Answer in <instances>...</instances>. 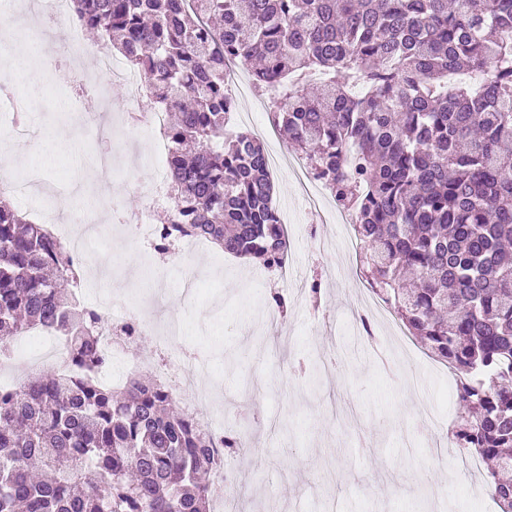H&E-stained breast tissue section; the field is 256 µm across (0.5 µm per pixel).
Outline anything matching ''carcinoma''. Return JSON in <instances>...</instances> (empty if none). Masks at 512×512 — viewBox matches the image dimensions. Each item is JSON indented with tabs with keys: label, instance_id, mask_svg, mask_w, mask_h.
I'll return each instance as SVG.
<instances>
[{
	"label": "carcinoma",
	"instance_id": "cac0c4a2",
	"mask_svg": "<svg viewBox=\"0 0 512 512\" xmlns=\"http://www.w3.org/2000/svg\"><path fill=\"white\" fill-rule=\"evenodd\" d=\"M178 113L168 220L237 257H288L262 144L226 132L238 59L355 217L368 282L456 371L454 448L494 462L512 512V0H73ZM475 88H443L451 71ZM66 248L0 193V351L27 328L69 370L0 395V512H208L213 436L157 379L116 399L97 375L104 316L62 294Z\"/></svg>",
	"mask_w": 512,
	"mask_h": 512
}]
</instances>
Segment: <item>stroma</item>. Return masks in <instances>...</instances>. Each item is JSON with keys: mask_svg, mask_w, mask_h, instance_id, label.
<instances>
[{"mask_svg": "<svg viewBox=\"0 0 512 512\" xmlns=\"http://www.w3.org/2000/svg\"><path fill=\"white\" fill-rule=\"evenodd\" d=\"M75 87L72 80L44 77L36 66L16 82L15 98L35 100L41 132L34 145L0 142V160L17 171L38 164L55 194L18 199L14 206L33 221L42 207L78 209L93 230L90 261L77 268L81 281L104 276L113 292L137 293L156 326L181 320L180 344L208 363V374L194 388L213 396V427L244 433L249 441L224 455L234 512H326L331 505L336 512H498L484 487V465L468 471L451 458L448 425L458 408L455 398L440 396L448 385L447 363L402 323L391 325L375 314L373 339L361 343L354 336L353 323L365 313L371 291L356 273L333 276L339 253L316 252L315 239L333 240L343 227L312 220L296 173L273 172L274 204L294 223L315 229L300 234L292 249L303 283H320V310L293 302L277 326L257 323V304L288 295V285L265 276L261 260L247 262L214 245L192 256L201 290L184 299L179 261L151 257L124 226L111 223L104 207L108 194L82 199L83 159L121 150L146 182L152 142L115 131L125 104L122 83L104 84L96 99L80 104ZM66 132L78 147L76 156L57 148ZM331 348L342 356L336 371L315 379L299 374V366ZM411 374L436 405V421L427 428L418 423L421 399L405 385Z\"/></svg>", "mask_w": 512, "mask_h": 512, "instance_id": "35a3bbf8", "label": "stroma"}]
</instances>
